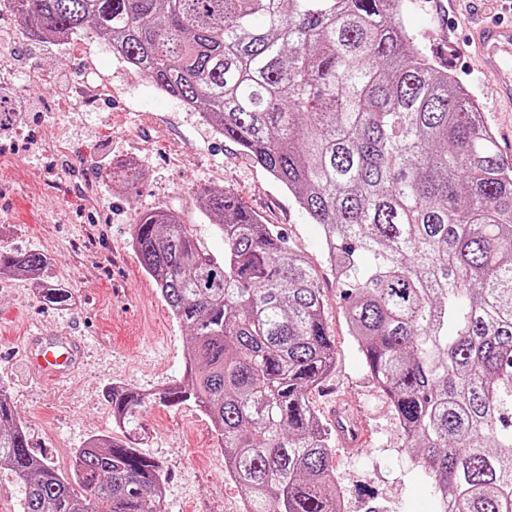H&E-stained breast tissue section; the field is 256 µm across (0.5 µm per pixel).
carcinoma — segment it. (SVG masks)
Here are the masks:
<instances>
[{
  "label": "carcinoma",
  "instance_id": "cac0c4a2",
  "mask_svg": "<svg viewBox=\"0 0 512 512\" xmlns=\"http://www.w3.org/2000/svg\"><path fill=\"white\" fill-rule=\"evenodd\" d=\"M0 1L36 38L92 25L284 186L322 229L350 336L446 512H512V164L399 0ZM131 171L108 179L131 192ZM199 199L224 257L164 210L132 234L191 336L184 383L110 388L122 437L88 440L69 477L33 452L0 384V474L24 484L23 512H160L164 476L138 446L156 401L209 418L247 512H340L331 433L307 399L336 362L318 274L232 193ZM48 266L0 248V275Z\"/></svg>",
  "mask_w": 512,
  "mask_h": 512
}]
</instances>
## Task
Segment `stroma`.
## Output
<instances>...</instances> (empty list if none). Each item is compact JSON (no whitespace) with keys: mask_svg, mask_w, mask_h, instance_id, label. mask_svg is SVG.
I'll return each instance as SVG.
<instances>
[{"mask_svg":"<svg viewBox=\"0 0 512 512\" xmlns=\"http://www.w3.org/2000/svg\"><path fill=\"white\" fill-rule=\"evenodd\" d=\"M403 22L419 45L482 108L512 163V106L497 102L469 43L474 21L495 20L493 0H405ZM0 76L34 109L0 130V246L46 252V281L70 288L66 307L45 304L34 285L0 279V383L35 453L70 474L74 453L112 431L105 400L115 384L156 392L181 382L190 342L130 247L135 217L163 208L193 224L213 254L224 252L215 221L198 207L204 188L232 192L264 223L287 230L292 249L316 269L336 364L308 393L322 422L348 395L371 430L364 448L333 447L346 489L344 512H436L431 479L417 467L391 405L350 336L343 289L328 269L320 230L270 174L225 141L199 112L122 63L93 29L65 42L35 41L23 20L0 22ZM134 163L135 192L112 187L114 164ZM80 339L85 362L57 383L31 374L28 336ZM141 449L161 466V512H239L243 494L224 468L210 420L193 405L153 404Z\"/></svg>","mask_w":512,"mask_h":512,"instance_id":"stroma-1","label":"stroma"}]
</instances>
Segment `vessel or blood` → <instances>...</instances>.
Instances as JSON below:
<instances>
[{
	"label": "vessel or blood",
	"instance_id": "1",
	"mask_svg": "<svg viewBox=\"0 0 512 512\" xmlns=\"http://www.w3.org/2000/svg\"><path fill=\"white\" fill-rule=\"evenodd\" d=\"M476 42L485 72L495 79L497 96L512 102V23L479 26ZM81 354L82 344L78 340L62 342L43 336L30 337L26 351L31 371L39 378L57 382L76 372ZM330 414L340 447H363L368 438L365 421L340 399L335 401Z\"/></svg>",
	"mask_w": 512,
	"mask_h": 512
}]
</instances>
